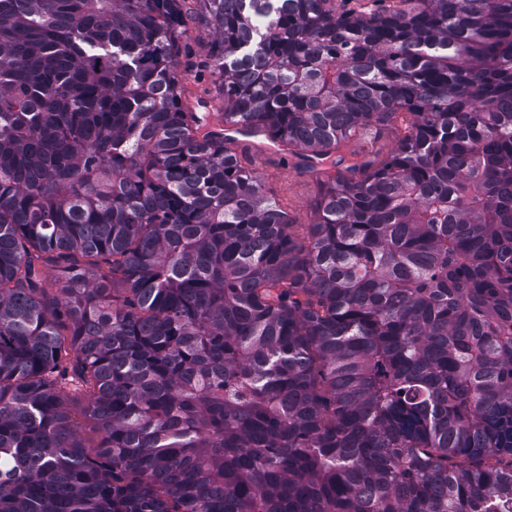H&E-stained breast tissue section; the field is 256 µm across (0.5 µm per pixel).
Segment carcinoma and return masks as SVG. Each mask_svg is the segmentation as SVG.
<instances>
[{"instance_id": "cac0c4a2", "label": "carcinoma", "mask_w": 512, "mask_h": 512, "mask_svg": "<svg viewBox=\"0 0 512 512\" xmlns=\"http://www.w3.org/2000/svg\"><path fill=\"white\" fill-rule=\"evenodd\" d=\"M407 1L198 0L210 121L184 0H0V512H512V0ZM186 33L180 42L181 69L184 72L182 102L189 112L203 117L224 112V100L215 88L209 68L214 51L212 23L199 10L195 0L185 3ZM410 115L399 113L390 124L380 132L375 130L360 132L353 141V146L367 157L381 159L385 157L394 144L407 131L410 123ZM234 135L235 139L226 140L228 146L239 156L243 166L254 170L267 192L287 214L290 224H295L296 237L302 240L305 224L313 221L323 174L285 146L271 140Z\"/></svg>"}]
</instances>
